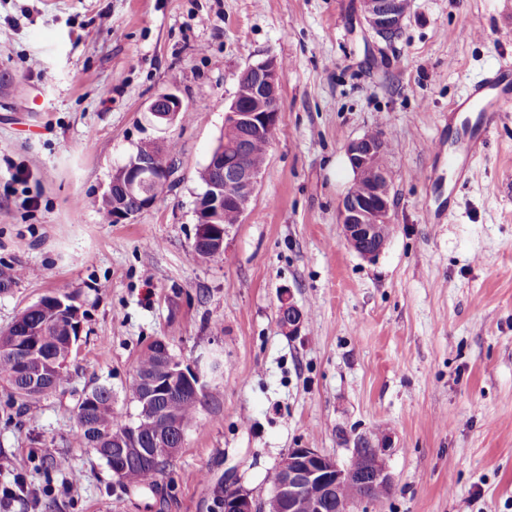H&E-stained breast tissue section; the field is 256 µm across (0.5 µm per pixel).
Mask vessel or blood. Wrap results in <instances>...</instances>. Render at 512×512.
I'll return each mask as SVG.
<instances>
[{
  "mask_svg": "<svg viewBox=\"0 0 512 512\" xmlns=\"http://www.w3.org/2000/svg\"><path fill=\"white\" fill-rule=\"evenodd\" d=\"M448 111L475 113L480 118L479 129L469 131L461 145L447 153L450 167L464 169L484 145L497 121L512 113V61L501 62L472 84L463 97L449 105Z\"/></svg>",
  "mask_w": 512,
  "mask_h": 512,
  "instance_id": "1",
  "label": "vessel or blood"
}]
</instances>
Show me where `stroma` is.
<instances>
[{
  "instance_id": "obj_1",
  "label": "stroma",
  "mask_w": 512,
  "mask_h": 512,
  "mask_svg": "<svg viewBox=\"0 0 512 512\" xmlns=\"http://www.w3.org/2000/svg\"><path fill=\"white\" fill-rule=\"evenodd\" d=\"M505 57L512 0H408L389 44L361 0H0V270L28 271L0 290V331L51 293L84 314L64 384L24 411L0 386V483L52 490L9 512H219L224 479L263 500L288 449L343 463L378 429L393 488L355 512H512V115L468 175L430 152L449 103ZM268 58L282 70L267 163L225 253L196 258L200 172L239 73ZM169 89L185 110L160 130L144 109ZM367 133L394 173L372 260L338 223L345 145ZM148 142L172 149L174 182L113 223L112 172ZM287 293L305 314L293 337ZM157 339L223 368L155 487L123 486L76 444L75 406L104 384L125 421ZM49 458L63 468L45 471ZM279 321L283 331L288 336H294L299 331L302 322L303 314L301 310L292 302L290 294L288 300L282 299L279 308Z\"/></svg>"
}]
</instances>
